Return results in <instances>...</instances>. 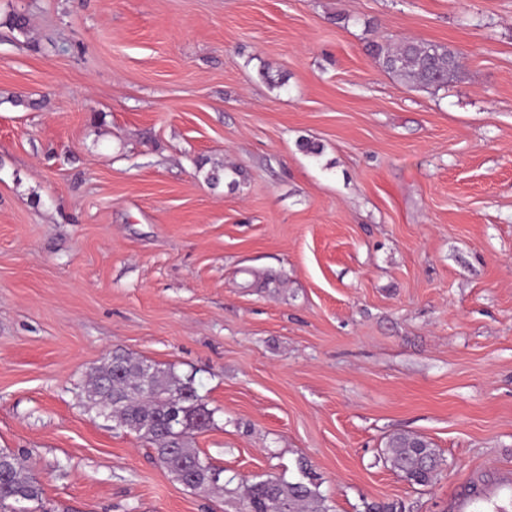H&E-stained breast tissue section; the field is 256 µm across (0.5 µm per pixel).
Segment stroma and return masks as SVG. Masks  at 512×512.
<instances>
[{
    "label": "stroma",
    "instance_id": "35a3bbf8",
    "mask_svg": "<svg viewBox=\"0 0 512 512\" xmlns=\"http://www.w3.org/2000/svg\"><path fill=\"white\" fill-rule=\"evenodd\" d=\"M407 40L457 80L369 53ZM115 349L194 377L225 492L85 406ZM0 448L36 512H243L303 462L330 512H448L512 472V0H0ZM371 53L384 71L435 91L447 88L462 67L457 54L436 43L407 42L396 49L372 44ZM391 462L412 485H429L441 466L439 454L421 438L399 434L389 442Z\"/></svg>",
    "mask_w": 512,
    "mask_h": 512
}]
</instances>
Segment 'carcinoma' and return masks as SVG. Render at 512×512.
<instances>
[{
    "label": "carcinoma",
    "instance_id": "1",
    "mask_svg": "<svg viewBox=\"0 0 512 512\" xmlns=\"http://www.w3.org/2000/svg\"><path fill=\"white\" fill-rule=\"evenodd\" d=\"M371 53L384 71L427 89L448 87L462 67L458 55L436 43L407 42L396 49L373 44ZM85 393L96 414L152 445L155 459L177 482L192 490L222 488L223 470L190 445L193 433L207 428L196 420L205 415L210 422L214 415L191 378L117 350L89 374ZM389 452L394 468L412 485L426 486L438 475L440 456L424 439L396 435ZM3 457L9 464L0 467V512H13L22 500L39 502L42 488L36 476L16 454L5 450ZM300 472L302 479L295 482L267 478L250 484L245 512H329L311 472L304 467Z\"/></svg>",
    "mask_w": 512,
    "mask_h": 512
}]
</instances>
